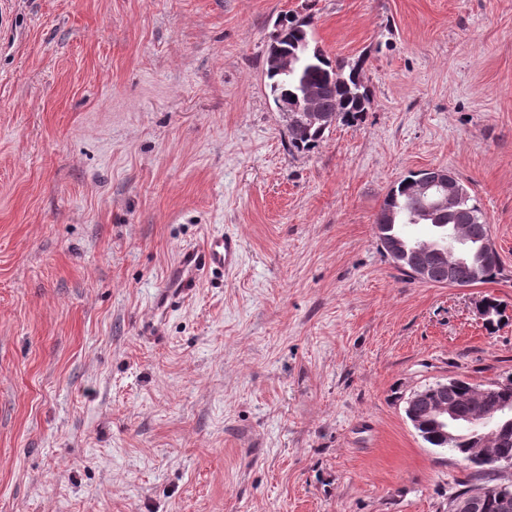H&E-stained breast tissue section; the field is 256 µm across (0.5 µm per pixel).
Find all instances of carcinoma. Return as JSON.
I'll list each match as a JSON object with an SVG mask.
<instances>
[{"mask_svg": "<svg viewBox=\"0 0 512 512\" xmlns=\"http://www.w3.org/2000/svg\"><path fill=\"white\" fill-rule=\"evenodd\" d=\"M286 22L287 25L280 26L272 45L288 53L292 59V69L281 72L269 66L266 71L275 106H280L287 95L299 92V86L307 82L322 89V109L335 115L336 123L351 124L362 120L371 103L370 92L361 80L364 60L359 57L333 63L312 40L308 30L309 20L292 17ZM334 124L327 122L321 127H311L303 123L298 115L286 125L288 146L298 151L311 149L330 133ZM415 178L416 174H409L386 194L375 220L376 237L400 244L407 251L411 263L431 262L434 284L446 283V277L442 266L432 260V254L445 251L450 246L458 251L460 257L452 274L453 283L470 286L493 280L501 265L482 267L480 245L489 237V224L475 197L467 195L459 210L450 218L442 216L436 222L424 219L419 212L426 209L428 199L415 194V187L411 183ZM406 224H426L432 228V232L426 239L413 240L402 232V226ZM480 267L484 268L483 277L476 280L474 273ZM468 385L470 382L464 380L457 389L443 395L428 388L419 391V398L406 411L407 418L418 422L416 431L429 445L468 462L470 440L479 431H460L454 446L444 445L448 440L451 420L434 412L436 402L441 398L454 401L457 416L475 420L487 410L499 407L504 412L499 422V427L504 430L502 441L500 445L486 449V452L512 457V379L498 383L495 392L482 402H473L466 397Z\"/></svg>", "mask_w": 512, "mask_h": 512, "instance_id": "cac0c4a2", "label": "carcinoma"}]
</instances>
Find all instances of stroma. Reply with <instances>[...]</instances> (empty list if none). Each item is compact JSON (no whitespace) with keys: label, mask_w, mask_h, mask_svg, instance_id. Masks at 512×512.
<instances>
[{"label":"stroma","mask_w":512,"mask_h":512,"mask_svg":"<svg viewBox=\"0 0 512 512\" xmlns=\"http://www.w3.org/2000/svg\"><path fill=\"white\" fill-rule=\"evenodd\" d=\"M287 16L372 93L303 152L266 76ZM427 168L476 197L494 280L384 255ZM221 232L238 265L148 339ZM451 377H512V0H0V512H448L480 478L405 407ZM239 253V240L227 233L209 236L201 249H184L170 267L164 287L153 296L152 308L160 318L145 324L150 336L154 339L164 337L162 318L185 305L196 292L204 270L228 271L237 265Z\"/></svg>","instance_id":"35a3bbf8"}]
</instances>
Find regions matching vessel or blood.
Wrapping results in <instances>:
<instances>
[{
    "instance_id": "b4317fda",
    "label": "vessel or blood",
    "mask_w": 512,
    "mask_h": 512,
    "mask_svg": "<svg viewBox=\"0 0 512 512\" xmlns=\"http://www.w3.org/2000/svg\"><path fill=\"white\" fill-rule=\"evenodd\" d=\"M239 253L237 237L227 233L209 236L202 248L184 249L170 267L164 287L153 296L152 308L157 318L146 324L150 336L162 338L164 316L181 309L192 297L204 270H230L237 265Z\"/></svg>"
}]
</instances>
